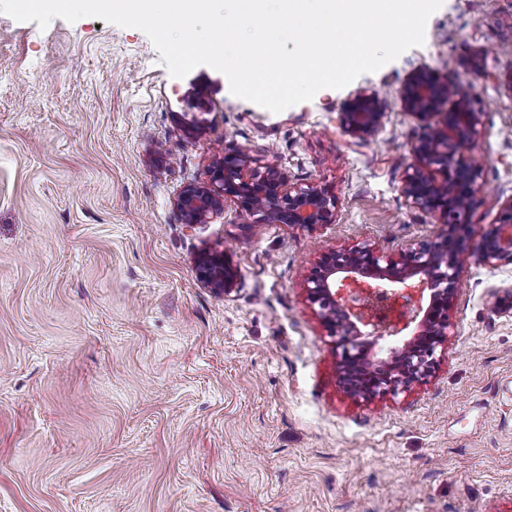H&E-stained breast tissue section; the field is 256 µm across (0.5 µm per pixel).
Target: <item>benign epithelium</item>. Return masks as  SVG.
Returning <instances> with one entry per match:
<instances>
[{
    "instance_id": "benign-epithelium-1",
    "label": "benign epithelium",
    "mask_w": 512,
    "mask_h": 512,
    "mask_svg": "<svg viewBox=\"0 0 512 512\" xmlns=\"http://www.w3.org/2000/svg\"><path fill=\"white\" fill-rule=\"evenodd\" d=\"M475 85L427 71L398 89L403 111L425 123L410 143L414 158L401 192L416 208L448 227L438 240L412 244L393 259L371 244L328 252L305 281L306 300L340 350V364L353 377L349 395L372 401L397 395L431 376L436 350L448 342L450 309L463 260L512 262V195L500 206L495 227L479 241L468 234L471 212L483 201L482 163L473 147L481 113L472 108ZM387 103L360 90L344 106L342 128L360 140L383 128ZM253 224H286L309 230L336 223L339 197L328 186L297 187L275 167L259 168L247 150L215 160L204 183L187 186L177 209L189 226L220 213L226 202ZM199 278L229 295L238 271L229 258L205 248L196 258ZM388 342L386 350L377 349Z\"/></svg>"
}]
</instances>
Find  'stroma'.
<instances>
[{
    "instance_id": "1",
    "label": "stroma",
    "mask_w": 512,
    "mask_h": 512,
    "mask_svg": "<svg viewBox=\"0 0 512 512\" xmlns=\"http://www.w3.org/2000/svg\"><path fill=\"white\" fill-rule=\"evenodd\" d=\"M420 68L476 86V241L512 196V0H443L423 45L279 113L211 67L172 77L140 30L0 14V512H512V263L468 261L435 372L371 402L306 300L323 253L442 230L401 193ZM362 89L388 100L365 141L340 127ZM234 148L331 187L335 223L229 202L187 227L180 193ZM199 278L217 293L229 295L238 281V271L229 258L215 248H205L196 258Z\"/></svg>"
}]
</instances>
